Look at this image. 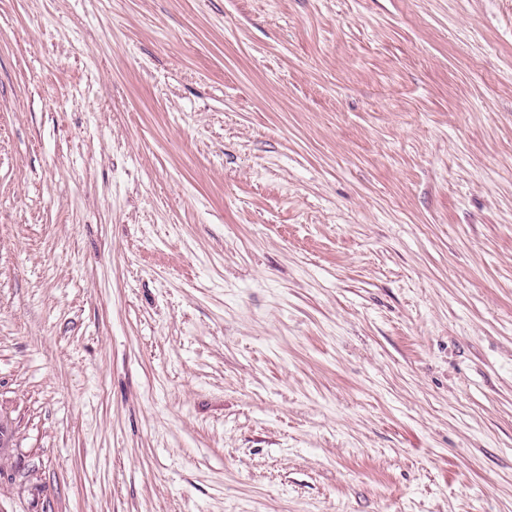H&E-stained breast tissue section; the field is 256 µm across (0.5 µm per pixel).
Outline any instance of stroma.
<instances>
[{
  "instance_id": "1",
  "label": "stroma",
  "mask_w": 512,
  "mask_h": 512,
  "mask_svg": "<svg viewBox=\"0 0 512 512\" xmlns=\"http://www.w3.org/2000/svg\"><path fill=\"white\" fill-rule=\"evenodd\" d=\"M0 512H512V0H0Z\"/></svg>"
}]
</instances>
